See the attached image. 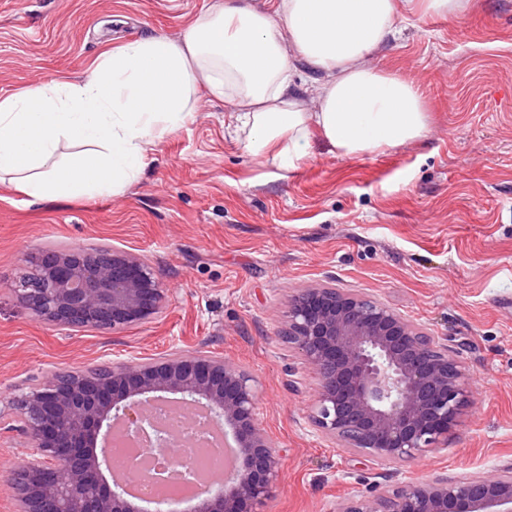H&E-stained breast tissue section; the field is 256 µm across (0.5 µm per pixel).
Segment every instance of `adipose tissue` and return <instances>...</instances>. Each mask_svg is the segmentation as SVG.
<instances>
[{
	"mask_svg": "<svg viewBox=\"0 0 512 512\" xmlns=\"http://www.w3.org/2000/svg\"><path fill=\"white\" fill-rule=\"evenodd\" d=\"M469 9L470 0H276L267 11L218 0L179 37L109 44L81 75L1 95L0 183L34 203L120 194L204 98L229 103L246 153L286 172L317 144L347 159L390 153L425 137L431 107L376 55L398 38L400 17ZM299 63L316 75L314 98L294 88ZM64 143L82 151L54 163Z\"/></svg>",
	"mask_w": 512,
	"mask_h": 512,
	"instance_id": "1",
	"label": "adipose tissue"
}]
</instances>
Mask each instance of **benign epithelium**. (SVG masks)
<instances>
[{
    "mask_svg": "<svg viewBox=\"0 0 512 512\" xmlns=\"http://www.w3.org/2000/svg\"><path fill=\"white\" fill-rule=\"evenodd\" d=\"M31 264L18 293L61 329H123L152 318L166 299L153 268L126 250L71 245ZM286 314L282 340L317 375L311 421L322 434L372 461H407L448 442L471 398L448 345L379 300L327 285L289 296ZM161 397L207 407L235 437L234 480L193 512H258L282 449L257 423L253 376L201 352L116 363L104 377L79 368L52 375L26 402L38 462L21 468L19 512H150L106 478L98 441L112 435L113 419L132 420ZM333 512H512V467L467 481L393 483L339 500Z\"/></svg>",
    "mask_w": 512,
    "mask_h": 512,
    "instance_id": "obj_1",
    "label": "benign epithelium"
}]
</instances>
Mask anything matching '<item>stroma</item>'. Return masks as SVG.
Returning <instances> with one entry per match:
<instances>
[{"label":"stroma","mask_w":512,"mask_h":512,"mask_svg":"<svg viewBox=\"0 0 512 512\" xmlns=\"http://www.w3.org/2000/svg\"><path fill=\"white\" fill-rule=\"evenodd\" d=\"M212 0H0V95L54 72L82 74L108 40L179 37ZM375 63L417 81L429 131L392 153L341 160L315 147L284 172L258 163L198 101L121 194L29 203L0 187V512L13 471L34 462L20 398L53 374L205 352L256 379L257 418L282 458L261 512H332L337 500L512 465V0L466 18L401 19ZM115 246L144 256L168 290L150 320L62 330L14 288L50 247ZM355 289L462 352L471 404L448 443L395 465L348 453L311 424L317 380L280 334L285 298Z\"/></svg>","instance_id":"1"}]
</instances>
